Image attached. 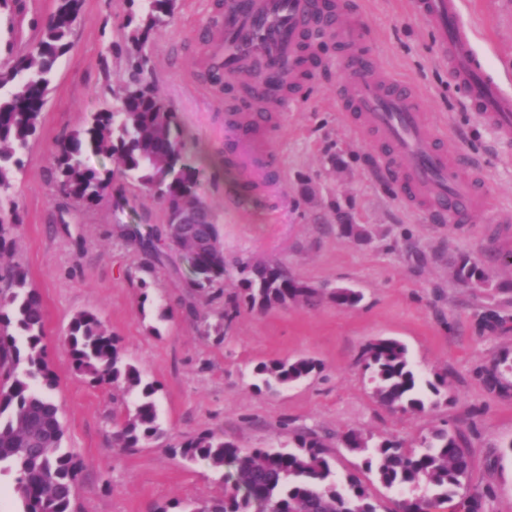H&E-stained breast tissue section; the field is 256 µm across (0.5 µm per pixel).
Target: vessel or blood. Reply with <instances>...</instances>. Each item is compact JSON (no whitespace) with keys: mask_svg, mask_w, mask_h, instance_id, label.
I'll list each match as a JSON object with an SVG mask.
<instances>
[{"mask_svg":"<svg viewBox=\"0 0 512 512\" xmlns=\"http://www.w3.org/2000/svg\"><path fill=\"white\" fill-rule=\"evenodd\" d=\"M432 27L439 56L475 115L501 138L512 140V94L502 88L476 47V31L463 16V0H414ZM344 11L343 0H224L209 37L206 69H219L222 83L252 76L257 92L272 99L291 97L295 82L313 74L315 46L308 31ZM336 32L343 73L336 95L355 130L373 140L376 160L394 175L410 208L427 210L440 224H464L485 208L480 167L463 171L438 147L412 88L384 79L371 65L357 13ZM270 122L260 112H224V154L242 173L245 192L274 202L280 197L282 161L273 148H259Z\"/></svg>","mask_w":512,"mask_h":512,"instance_id":"1","label":"vessel or blood"}]
</instances>
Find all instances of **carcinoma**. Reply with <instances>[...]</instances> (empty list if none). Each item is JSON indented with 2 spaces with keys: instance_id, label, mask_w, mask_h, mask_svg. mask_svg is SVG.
<instances>
[{
  "instance_id": "1",
  "label": "carcinoma",
  "mask_w": 512,
  "mask_h": 512,
  "mask_svg": "<svg viewBox=\"0 0 512 512\" xmlns=\"http://www.w3.org/2000/svg\"><path fill=\"white\" fill-rule=\"evenodd\" d=\"M174 9V0H141L126 52L137 70L148 58L144 48ZM82 20V0H56L38 43L25 55L0 63V255L16 224L11 195L21 154L41 124L49 85L61 57L72 45ZM89 153L109 157L115 169L95 170ZM60 192L83 204L102 199L117 178L131 180L162 199L168 215L201 203L197 187L203 172L184 150L176 113L154 88L134 76L123 86L120 105L92 113L54 156ZM344 236L371 239L370 231L337 212ZM167 235L143 244L156 257L163 249L180 250L189 263L191 286L206 290L224 280V250L215 224H188L172 243ZM239 297L248 306L266 309L300 301L315 307L323 293L277 267L241 264ZM454 277L468 288H489L484 268L467 254L454 262ZM328 298L341 308L361 299L351 288H334ZM45 314L40 294L26 287L25 275L0 266V475L14 477V493L23 512H72L73 492L81 466L64 451L59 407L52 396L56 379L46 359ZM66 346L76 373L96 384H110L134 397L133 412L116 421L115 445L133 449L160 436L158 386L143 381L124 360L119 341L97 314L81 312L71 321ZM359 361L373 397L386 408L424 413L448 401V381L439 373L424 375L406 347L377 338L361 351ZM308 359L269 360L254 367V388L271 391L309 376ZM346 448L362 458V469L386 489L400 495L393 512H435L460 496L465 512H483L486 493L469 487L471 458L465 435L434 428L415 444L385 437L377 441L355 429L343 433ZM181 455L207 462L221 473L224 495L189 512H379V504L355 473L339 475L329 448L315 435L300 432L289 448H241L215 433L188 438Z\"/></svg>"
}]
</instances>
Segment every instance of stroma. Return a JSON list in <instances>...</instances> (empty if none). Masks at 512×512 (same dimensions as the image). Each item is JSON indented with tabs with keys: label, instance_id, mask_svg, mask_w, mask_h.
I'll return each mask as SVG.
<instances>
[{
	"label": "stroma",
	"instance_id": "1",
	"mask_svg": "<svg viewBox=\"0 0 512 512\" xmlns=\"http://www.w3.org/2000/svg\"><path fill=\"white\" fill-rule=\"evenodd\" d=\"M360 2L376 69L420 95L449 153L482 162L486 210L450 226L406 206L336 99L342 58L326 32L315 40L314 77L274 114L272 146L283 165L278 204L241 197L225 205L237 180L224 164L226 92L207 88L197 69L219 0H177L146 46L143 77L177 113L188 154L205 170L198 194L218 228L228 272L223 284L199 292L181 252L155 258L138 244L137 234L163 232L160 200L120 179L93 204L58 190L57 145L89 113L117 105L129 73L130 0H83L85 21L54 73L14 182V244L0 259L22 268L43 301L63 448L82 466L75 512H151L222 495L206 462L180 454L186 439L206 431L243 448H277L291 432L312 433L335 453L342 474L360 459L339 447L341 432L414 443L444 422L467 436L471 486L492 490L484 512H512V371H504L500 390L481 377L494 359L512 357V266L499 261L512 253V143L467 109L413 0ZM55 7V0H15L0 14V61L26 53ZM465 16L490 65L507 64L501 77L512 92V0H466ZM340 209L367 225L370 241L341 235ZM461 254L483 265L492 287L472 290L455 280L452 264ZM243 262L280 266L315 288L351 287L363 298L352 308L327 299L314 308H238ZM84 311L96 313L118 337L124 359L157 384L161 438L114 448V421L131 398L74 371L64 338ZM379 337L404 343L423 373L445 375L450 400L423 414L379 405L359 362L362 348ZM298 358L317 364L306 380L274 393L254 388L257 363Z\"/></svg>",
	"mask_w": 512,
	"mask_h": 512
}]
</instances>
